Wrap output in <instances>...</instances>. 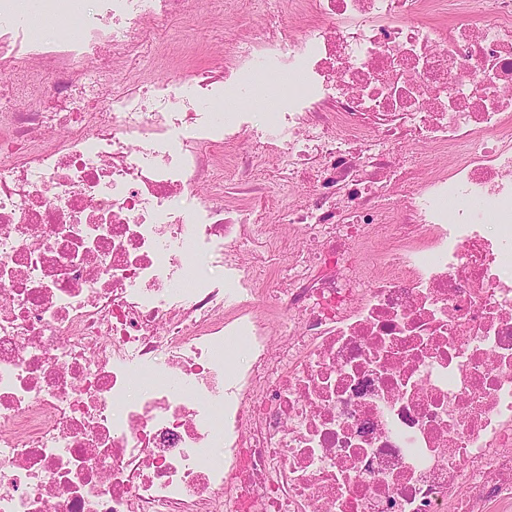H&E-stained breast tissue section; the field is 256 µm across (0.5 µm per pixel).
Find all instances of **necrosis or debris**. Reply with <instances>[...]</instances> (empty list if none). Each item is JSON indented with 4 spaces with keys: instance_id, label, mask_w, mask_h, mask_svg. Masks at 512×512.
Returning <instances> with one entry per match:
<instances>
[{
    "instance_id": "necrosis-or-debris-1",
    "label": "necrosis or debris",
    "mask_w": 512,
    "mask_h": 512,
    "mask_svg": "<svg viewBox=\"0 0 512 512\" xmlns=\"http://www.w3.org/2000/svg\"><path fill=\"white\" fill-rule=\"evenodd\" d=\"M203 5L0 0V512H512V0ZM164 28L165 37L170 42H178L188 37L195 45H205L209 38V32L204 25L191 19L173 20Z\"/></svg>"
}]
</instances>
